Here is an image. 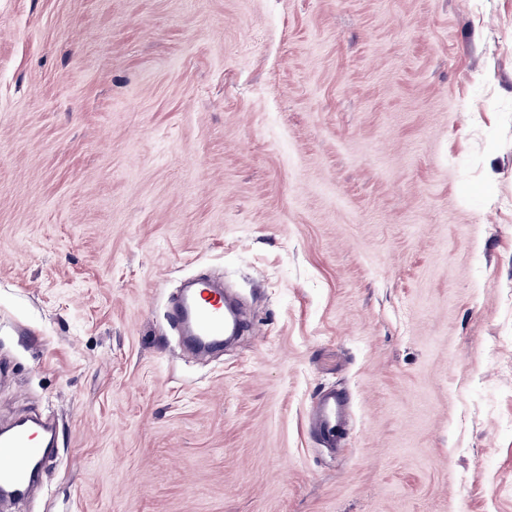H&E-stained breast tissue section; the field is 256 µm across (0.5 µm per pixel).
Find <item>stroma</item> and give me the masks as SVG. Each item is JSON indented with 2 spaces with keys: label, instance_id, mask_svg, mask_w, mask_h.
<instances>
[{
  "label": "stroma",
  "instance_id": "stroma-1",
  "mask_svg": "<svg viewBox=\"0 0 512 512\" xmlns=\"http://www.w3.org/2000/svg\"><path fill=\"white\" fill-rule=\"evenodd\" d=\"M0 365V512H512V0H0ZM171 316L191 345L212 350L223 345L224 331L238 334L242 329L238 316L224 307V290L205 282L186 295ZM342 403L336 393L327 392L317 400L313 410L315 427L323 429L329 439H334V432L339 422ZM54 424L48 419H31L13 430L0 433V485L24 495L34 482L32 459L44 460V448L54 444Z\"/></svg>",
  "mask_w": 512,
  "mask_h": 512
}]
</instances>
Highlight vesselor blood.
Masks as SVG:
<instances>
[{
	"mask_svg": "<svg viewBox=\"0 0 512 512\" xmlns=\"http://www.w3.org/2000/svg\"><path fill=\"white\" fill-rule=\"evenodd\" d=\"M172 319L191 345L209 349L220 348L226 333H239L238 317L224 305V291L208 284H199L193 293L172 313ZM342 403L335 393L327 392L317 400L313 410L315 427L334 434ZM55 427L47 419H31L13 430L0 433V485L27 493L35 479L30 468L32 459L43 458L45 448L54 444Z\"/></svg>",
	"mask_w": 512,
	"mask_h": 512,
	"instance_id": "vessel-or-blood-1",
	"label": "vessel or blood"
}]
</instances>
